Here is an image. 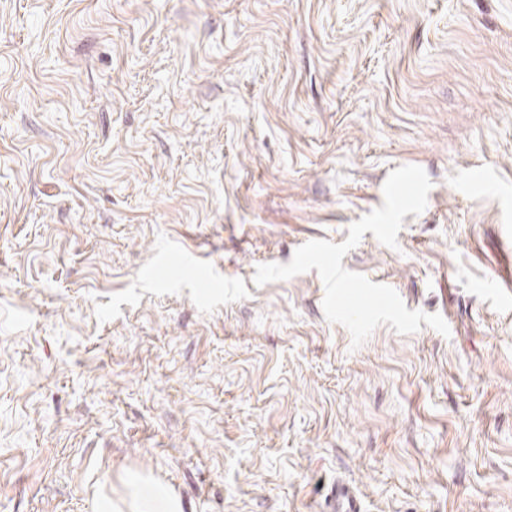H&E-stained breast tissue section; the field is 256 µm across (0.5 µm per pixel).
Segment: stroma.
<instances>
[{"mask_svg":"<svg viewBox=\"0 0 512 512\" xmlns=\"http://www.w3.org/2000/svg\"><path fill=\"white\" fill-rule=\"evenodd\" d=\"M440 314L360 347L311 270ZM512 512V0H0V512ZM128 512H183L182 502L150 482L134 480ZM326 512H361V504L348 484L336 481L330 491Z\"/></svg>","mask_w":512,"mask_h":512,"instance_id":"35a3bbf8","label":"stroma"}]
</instances>
